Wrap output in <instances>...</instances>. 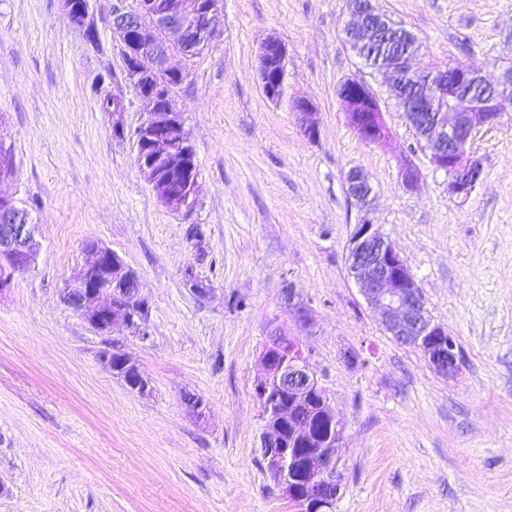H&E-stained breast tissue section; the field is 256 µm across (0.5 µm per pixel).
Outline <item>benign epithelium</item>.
Listing matches in <instances>:
<instances>
[{"label": "benign epithelium", "mask_w": 512, "mask_h": 512, "mask_svg": "<svg viewBox=\"0 0 512 512\" xmlns=\"http://www.w3.org/2000/svg\"><path fill=\"white\" fill-rule=\"evenodd\" d=\"M345 24V39L366 48L387 29V14L377 10L373 0H350ZM224 28V0H169L151 11L140 0H112V41L126 49L125 78L137 98L150 105L149 121L137 128L140 146L138 168L152 185L164 205L191 214L199 203L197 162L191 147L183 148L173 162L184 180L157 174L169 158L167 131L182 126L170 107L173 87L188 76L185 69L169 65L174 55L190 61L209 50ZM365 65L389 77L388 97L402 112L406 123L421 139L432 166L448 177V194L467 199L484 175L483 163L464 150L482 129L500 125L505 116L501 100L512 96V71L502 72L496 83L487 82L468 65L445 71L428 72L424 91L406 92V80L414 74L412 55L395 53L383 62H372L361 54ZM258 80L266 99L280 101L285 94L287 49L275 36L267 37L258 53ZM478 83L488 89L481 96L463 94L460 87ZM348 127L366 144H383L390 138L379 99L368 84L348 78L337 90ZM301 131L314 140L318 129L312 121L311 101L303 96L291 99ZM346 191L362 208V215L346 246L348 274L360 285L369 310L384 333L401 345L418 349L434 371L453 377L459 371V355L448 329L434 322L427 310L422 290L395 245L377 229L369 216L373 186L361 171L352 169L345 176ZM15 201L0 195V253L14 260L15 270L26 271L40 249L34 225L16 222ZM118 277L127 271L121 258L111 249L99 247ZM98 258L79 267L73 275V294L68 302L99 331L116 326L132 329L133 304L141 299L140 285L128 289L126 299L112 292L91 275ZM258 382L272 400L265 411L271 436L264 438L268 468L282 473V495L302 512H330L340 490L339 448L345 426L330 406L303 350L281 332L270 334V342L260 356ZM327 422V433L313 434L314 415Z\"/></svg>", "instance_id": "7a95c632"}]
</instances>
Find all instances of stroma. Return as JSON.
<instances>
[{
    "label": "stroma",
    "mask_w": 512,
    "mask_h": 512,
    "mask_svg": "<svg viewBox=\"0 0 512 512\" xmlns=\"http://www.w3.org/2000/svg\"><path fill=\"white\" fill-rule=\"evenodd\" d=\"M88 4L89 32L59 0H0V144L14 157L0 193L31 209L41 241L0 294V512H299L268 474L254 398L277 328L345 424L335 512H512V119L473 140L484 180L469 200L450 197L384 77L345 45L348 0H224L214 46L172 59L190 72L171 105L200 170L201 204L187 216L138 171L131 134L147 108L112 43V0ZM374 4L420 38L414 66L462 61L491 82L512 66V0ZM270 34L288 51L277 104L257 78ZM349 77L379 97L386 143L348 127L337 88ZM112 93L130 102L120 136L99 108ZM294 96L313 102L317 139L301 132ZM408 159L420 171L411 191ZM352 169L370 177L373 222L458 344L454 377L386 336L348 275ZM89 240L136 273L148 339L100 333L64 303ZM192 276L208 294L193 293ZM113 345L136 359L149 396L102 367ZM349 349L357 365L344 362Z\"/></svg>",
    "instance_id": "obj_1"
}]
</instances>
